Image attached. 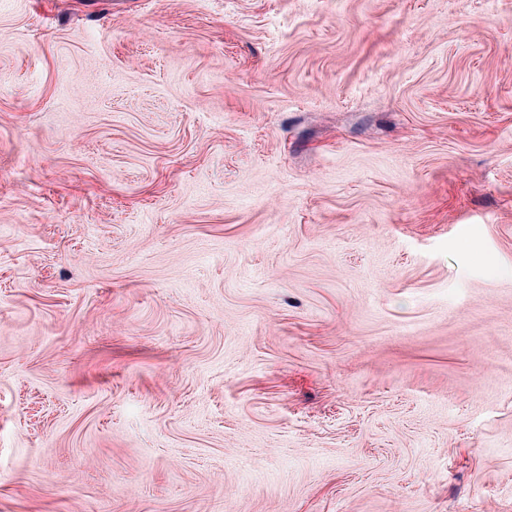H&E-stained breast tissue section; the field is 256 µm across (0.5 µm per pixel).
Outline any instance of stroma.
Instances as JSON below:
<instances>
[{"label":"stroma","instance_id":"obj_1","mask_svg":"<svg viewBox=\"0 0 512 512\" xmlns=\"http://www.w3.org/2000/svg\"><path fill=\"white\" fill-rule=\"evenodd\" d=\"M0 512H512V0H0Z\"/></svg>","mask_w":512,"mask_h":512}]
</instances>
